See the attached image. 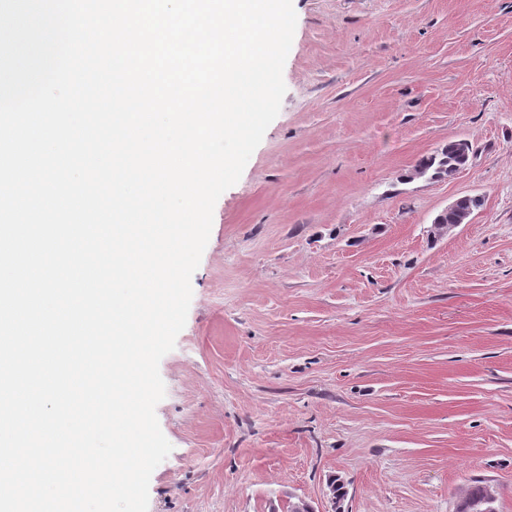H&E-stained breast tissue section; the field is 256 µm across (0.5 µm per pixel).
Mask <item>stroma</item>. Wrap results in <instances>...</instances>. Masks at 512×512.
Listing matches in <instances>:
<instances>
[{
    "instance_id": "35a3bbf8",
    "label": "stroma",
    "mask_w": 512,
    "mask_h": 512,
    "mask_svg": "<svg viewBox=\"0 0 512 512\" xmlns=\"http://www.w3.org/2000/svg\"><path fill=\"white\" fill-rule=\"evenodd\" d=\"M293 6L280 112L159 364L148 512H456L477 479L512 512V0ZM459 138L463 170L415 175ZM455 202L448 205V208L445 209L448 210L447 212L439 214L442 224H439V219L433 222V228L439 236L445 235L449 228L457 226L460 220L468 219L472 212L479 208L482 203L480 198L471 196H463ZM454 205L455 207L451 209Z\"/></svg>"
}]
</instances>
